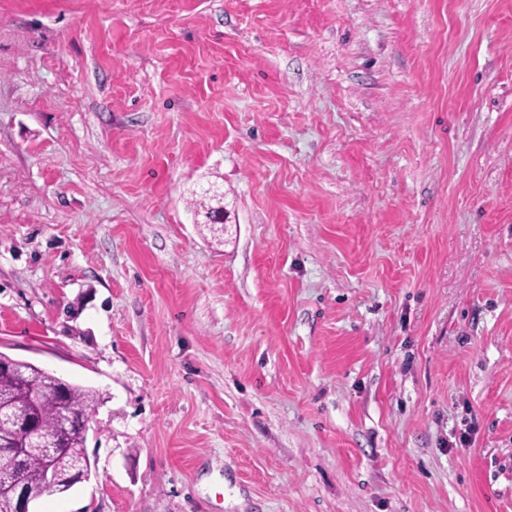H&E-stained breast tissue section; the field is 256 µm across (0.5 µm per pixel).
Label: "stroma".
<instances>
[{
	"label": "stroma",
	"mask_w": 512,
	"mask_h": 512,
	"mask_svg": "<svg viewBox=\"0 0 512 512\" xmlns=\"http://www.w3.org/2000/svg\"><path fill=\"white\" fill-rule=\"evenodd\" d=\"M0 353L36 512H512V0H0ZM59 395H65L74 410L91 415L97 405L96 393L69 383L34 364L4 356L0 361V400L31 404L32 415L41 431L56 434L62 428ZM65 441V453L58 458L57 463L63 473H67L74 459L81 457L86 442L85 437L78 435H68ZM27 448H42L45 455L27 454L26 478L24 464ZM54 448L55 442L45 439L42 432L29 426L27 422L14 435L3 437L0 442V497L10 507V512H36L30 510V506L40 495L33 491L28 481L38 489L45 465L43 485L47 491H69L88 479L91 466L86 463L73 469L71 475H63L56 466Z\"/></svg>",
	"instance_id": "35a3bbf8"
}]
</instances>
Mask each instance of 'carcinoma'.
<instances>
[{"label":"carcinoma","mask_w":512,"mask_h":512,"mask_svg":"<svg viewBox=\"0 0 512 512\" xmlns=\"http://www.w3.org/2000/svg\"><path fill=\"white\" fill-rule=\"evenodd\" d=\"M61 395L66 397L70 408L87 415L92 414L97 405L96 393L91 389L69 383L34 364L7 355L0 359V400L21 401L31 405L35 422L47 434L61 431ZM64 447L65 453L58 458V467L66 472L74 459L81 457L85 438L68 435ZM45 465V455L27 454L26 476L36 489L40 487Z\"/></svg>","instance_id":"1"}]
</instances>
